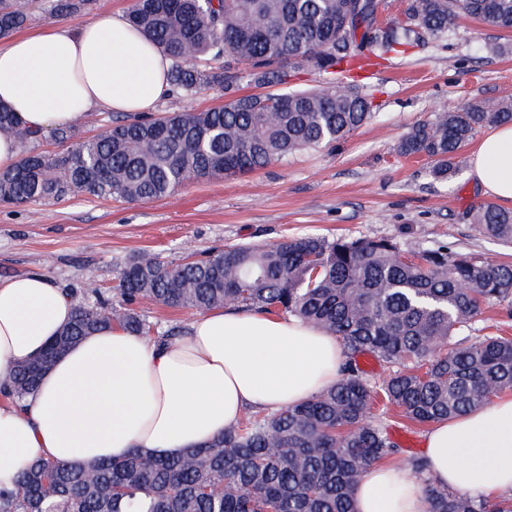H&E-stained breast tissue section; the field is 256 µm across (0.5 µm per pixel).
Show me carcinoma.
I'll return each instance as SVG.
<instances>
[{
    "label": "carcinoma",
    "mask_w": 512,
    "mask_h": 512,
    "mask_svg": "<svg viewBox=\"0 0 512 512\" xmlns=\"http://www.w3.org/2000/svg\"><path fill=\"white\" fill-rule=\"evenodd\" d=\"M90 0H51L50 13L72 14ZM36 0H0V38L33 17ZM383 0H135L128 17L171 59L168 109L126 115L97 136L54 131L65 149L52 157L21 154L0 172V204L59 200L76 194L150 201L190 180L235 177L292 153L336 142L362 125L371 103L355 73L375 59L402 55L421 36L442 38L467 15L512 29V0H406L403 19L380 26ZM193 47L195 62L184 57ZM311 67L326 74L319 90L233 96L244 81L288 83ZM218 88L230 99L203 111L180 101ZM512 122V100L464 103L435 112L400 140L403 156L432 160L448 179L456 158L489 124ZM0 135L20 144L41 133L0 105ZM64 172L61 179L58 172ZM486 234L512 244V209L481 202L469 212ZM114 291L80 305L42 357L0 382V399L21 402L55 357L102 326L117 325L156 342L161 331L138 313L146 300L204 312L233 305L296 317L340 338L346 358L335 387L273 413L246 411L233 428L176 458L133 451L120 460L62 464L37 460L16 488L0 490V512H354L351 491L375 463L395 453L381 427L367 422L377 396L419 424L482 407L512 389V337L471 342L484 307L512 317V265L479 260L446 245L404 252L387 239L300 236L256 247L226 245L199 259L168 262L143 253L125 266ZM370 355L397 369L381 384L357 363ZM428 512H512V497L476 498L436 486L424 463Z\"/></svg>",
    "instance_id": "1"
}]
</instances>
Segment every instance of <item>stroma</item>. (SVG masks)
<instances>
[{
    "label": "stroma",
    "instance_id": "35a3bbf8",
    "mask_svg": "<svg viewBox=\"0 0 512 512\" xmlns=\"http://www.w3.org/2000/svg\"><path fill=\"white\" fill-rule=\"evenodd\" d=\"M371 117L329 146L306 149L243 176L190 181L151 201L88 195L0 206V279L46 274L76 304L111 298L127 262L141 253L179 261L237 243L272 245L319 235L385 238L418 251L441 243L512 263V246L483 234L469 212L483 202L464 148L451 178L396 145L418 121L467 101L512 99V30L462 15L438 41L379 61L357 79ZM397 451L394 464L422 458L426 426L399 409H373Z\"/></svg>",
    "mask_w": 512,
    "mask_h": 512
}]
</instances>
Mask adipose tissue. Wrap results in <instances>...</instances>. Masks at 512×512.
Listing matches in <instances>:
<instances>
[{"mask_svg":"<svg viewBox=\"0 0 512 512\" xmlns=\"http://www.w3.org/2000/svg\"><path fill=\"white\" fill-rule=\"evenodd\" d=\"M170 58L122 14L80 27L51 24L0 46V104L45 132L78 127L91 109L152 112L169 88ZM469 176L512 204V124L472 151ZM72 298L42 273L0 280V380L38 356L72 318ZM344 349L295 318L233 306L201 313L157 343L112 326L58 357L23 405L0 401V489L41 459L120 460L133 449L176 457L237 425L246 410L278 411L333 387ZM424 459L438 486L471 496L512 494V395L435 423ZM354 512H426L410 469L373 465L354 488Z\"/></svg>","mask_w":512,"mask_h":512,"instance_id":"ef3b65f1","label":"adipose tissue"}]
</instances>
